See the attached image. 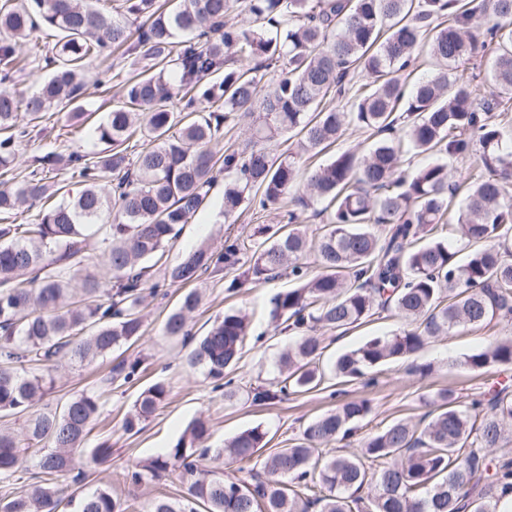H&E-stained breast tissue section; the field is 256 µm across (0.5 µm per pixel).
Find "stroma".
I'll list each match as a JSON object with an SVG mask.
<instances>
[{
  "label": "stroma",
  "mask_w": 512,
  "mask_h": 512,
  "mask_svg": "<svg viewBox=\"0 0 512 512\" xmlns=\"http://www.w3.org/2000/svg\"><path fill=\"white\" fill-rule=\"evenodd\" d=\"M54 42V37L38 31L20 46L19 54L25 58L27 66L14 82L17 91L28 96L40 88L50 74L43 59ZM128 67V62L115 53L88 61L89 78L107 73L111 79L102 88L89 89L83 100L85 108L101 115L108 112L119 97L118 76ZM41 126L42 133L24 144L19 152L12 171L15 179L27 176L34 157L101 148L93 129L86 127L81 133H69L60 114L46 113ZM281 220L282 214L274 206L265 210L253 208L241 215H225L224 188L216 186L211 192L209 205L194 215L167 247L165 262L177 264L188 251L202 245L221 250L226 234L247 236L258 225H275ZM195 286L202 293V301L190 320L194 332L204 333L216 318L227 311H241L249 317L244 355L231 373L239 391L244 394L276 377L275 362L288 348L292 338L286 334H274L270 311L275 294L288 288V278L268 282L249 279L241 288L229 292L224 288L223 276L208 273L196 281ZM182 293V288L171 286L155 294H145L139 307L144 334L132 346L120 347L89 364L74 366L64 362L53 370L55 388L35 406V413L62 410L70 398L83 392L95 394L100 410L87 446L93 449L106 444L112 449L107 461L89 464V476L83 483L75 485L76 494L104 488L125 501L128 512H146L154 498L181 497L185 487L174 469L163 473L157 480L138 487L131 486L127 480L130 465L154 458L173 447L195 419H205L210 425V436L205 442L209 453L204 464L207 469L221 475L238 469L237 464L231 463L222 451L225 443L239 431L261 426L271 437L270 448H282L289 440L300 437L310 420L336 406L338 399L332 397L327 388L296 393L269 404H257L244 397L233 402L225 400L223 389L215 387L202 368L188 363L189 346L161 331L164 319L177 307ZM503 334L501 325L492 323L435 340L408 361L381 367L376 375V384L368 385L360 379L343 384L342 398L364 397L371 400L373 412L362 426L363 433L368 434L396 419L418 421L426 411L425 398L440 389L450 388L460 397L468 398L504 382L512 384V366L472 371L461 364L464 355L488 348ZM127 357L141 360L137 380L124 385L108 383L112 365ZM157 382L165 385L166 399L149 420L140 424L138 432H125L123 420L126 414L139 394Z\"/></svg>",
  "instance_id": "1"
}]
</instances>
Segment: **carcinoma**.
<instances>
[{
    "instance_id": "cac0c4a2",
    "label": "carcinoma",
    "mask_w": 512,
    "mask_h": 512,
    "mask_svg": "<svg viewBox=\"0 0 512 512\" xmlns=\"http://www.w3.org/2000/svg\"><path fill=\"white\" fill-rule=\"evenodd\" d=\"M131 28L93 0H0V82L23 69L17 46L39 28L60 34L51 76L24 96L0 88V176L47 112L80 127L86 61L110 49L136 65L119 101L95 133L106 148L93 156L53 154L25 179L0 181V215L36 209L32 224L0 225V415L22 416L47 396L52 377L24 364L91 362L143 335L138 307L145 263L159 262L177 227L208 203L220 173L224 214L243 205L279 204L310 158L330 150L350 124L373 138L364 152L338 150L307 168L304 210L325 201L326 224L310 237L292 211L275 239L255 246L227 236L218 252L201 245L163 279L185 286L202 274L236 271L256 281L288 273L296 286L279 292L274 330L297 339L279 359L273 390L258 386L253 402L307 392L327 376L351 382L389 363L407 361L431 340L497 321L505 334L465 357L473 371L512 365V139L502 116L512 112V0H241L249 25L229 22L228 0H123ZM437 70L406 90L405 72L420 54ZM491 60L492 89L453 75L476 59ZM284 65L264 80L262 72ZM348 98L349 109L335 104ZM182 101L180 111L170 108ZM259 109L250 139H226L224 124ZM295 139L280 152L277 140ZM478 151L462 183L448 180L444 159ZM427 155L410 168V153ZM64 175L83 189L52 204ZM95 243L112 271L102 284L84 269ZM314 257V263L308 258ZM200 302L183 294L166 318L168 336L189 335ZM391 312L401 325L324 362L323 335L343 334ZM247 315L224 314L197 339L188 362L224 382L239 363ZM140 362L126 360L112 379L135 380ZM167 393L156 383L140 393L123 429L133 432ZM416 423L399 419L362 440L358 453L320 457L321 448L357 434L372 413L368 398L343 401L312 419L302 438L277 448L251 470L250 481L204 472L206 421L192 422L168 452L131 465L138 485L173 466L186 495L156 498L148 512H499L512 494L508 386L463 401L440 390ZM95 395L71 398L59 413L25 419L20 432L0 433V476L14 477L27 450L39 447L37 472L20 494L0 499V512H126L106 489L78 502L59 478L84 480L76 452L99 414ZM269 443L254 426L225 444L232 460L250 461Z\"/></svg>"
}]
</instances>
